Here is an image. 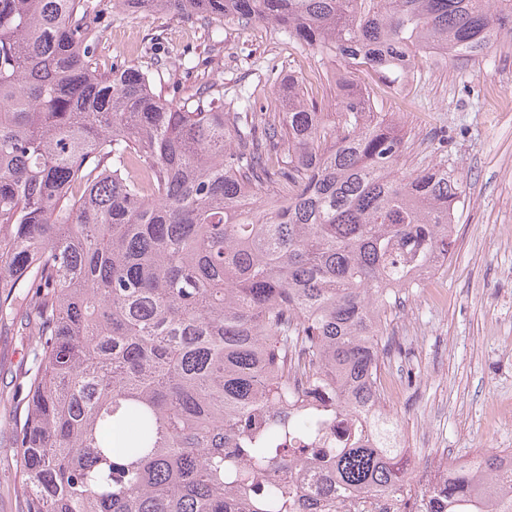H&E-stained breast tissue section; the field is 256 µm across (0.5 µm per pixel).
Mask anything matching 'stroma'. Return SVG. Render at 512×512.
Masks as SVG:
<instances>
[{"mask_svg": "<svg viewBox=\"0 0 512 512\" xmlns=\"http://www.w3.org/2000/svg\"><path fill=\"white\" fill-rule=\"evenodd\" d=\"M177 59H210L224 80L246 76L258 103L278 112V90L248 75L247 61L270 60L281 78L302 80L307 99L333 105L335 94L313 73L310 52L279 38L273 27L224 25V41L211 47L199 27L164 12H114L101 33L102 62L120 57L141 63L152 42ZM379 105L405 134L401 159L411 173L444 163L465 187L457 209V240L444 273L445 298L436 303L419 289L400 292L387 310L395 344L381 363L384 380L405 387L387 403L397 414L412 454H424L423 434L451 460L476 450L512 448V40L492 45L478 62L423 70L402 90L380 88ZM451 138L447 152L437 137ZM30 339L0 329V512H22L18 450L9 418L26 369Z\"/></svg>", "mask_w": 512, "mask_h": 512, "instance_id": "35a3bbf8", "label": "stroma"}]
</instances>
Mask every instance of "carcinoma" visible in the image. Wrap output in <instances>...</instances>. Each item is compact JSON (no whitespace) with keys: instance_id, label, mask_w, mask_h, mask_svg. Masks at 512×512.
<instances>
[{"instance_id":"obj_1","label":"carcinoma","mask_w":512,"mask_h":512,"mask_svg":"<svg viewBox=\"0 0 512 512\" xmlns=\"http://www.w3.org/2000/svg\"><path fill=\"white\" fill-rule=\"evenodd\" d=\"M214 46L219 18L271 22L318 58L332 112L291 79L281 112L201 77L159 96L98 63L92 0H0V321L31 337L13 402L22 512H336L420 485L380 396L392 296L456 242L463 182L403 171L376 87L429 44L473 63L512 38V0H112ZM374 76L365 82L360 73ZM323 375L324 409L287 415ZM512 449L451 463L430 512H512Z\"/></svg>"}]
</instances>
